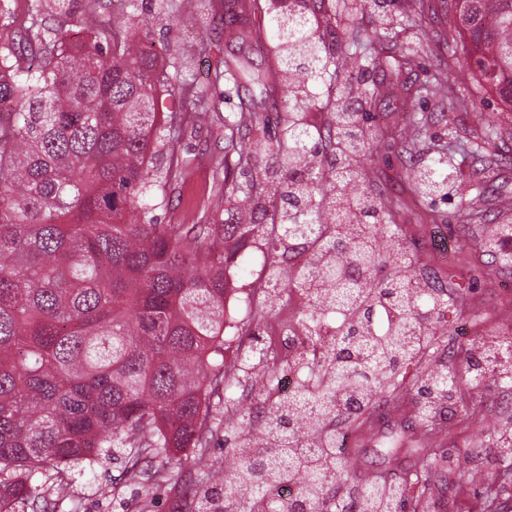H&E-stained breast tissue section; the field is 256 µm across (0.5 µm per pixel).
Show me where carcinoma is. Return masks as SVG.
I'll return each mask as SVG.
<instances>
[{"label":"carcinoma","instance_id":"carcinoma-1","mask_svg":"<svg viewBox=\"0 0 512 512\" xmlns=\"http://www.w3.org/2000/svg\"><path fill=\"white\" fill-rule=\"evenodd\" d=\"M271 18L281 86L245 64L224 63L215 75L235 85L280 95V134L259 145L242 134L224 139V195L264 205L268 223L158 224L135 220L142 200L166 204L179 163L164 156L188 119L203 121L210 103L181 70L171 74L152 48L131 38L133 0H112V20L89 7L71 42L66 30L41 28L38 19L0 35V106L20 108L22 122L0 120V512L16 500L42 498L40 476L55 478L58 498L69 495L65 469L121 453L127 480L166 481L171 454L193 449L206 483L191 490L186 512H357L364 498L385 496L386 481H361L346 471L339 505L325 476L336 470V430L289 419L276 400L258 416L241 415L231 452L239 464L230 478L210 455L223 430L218 418L236 380L224 370V272L230 246L256 233L273 254L316 232L312 261L301 269L272 267L286 288L322 291L327 306L301 319L320 342L330 341L328 376L311 373L294 401L336 419V390L352 381L370 397L400 384V366L421 361L436 342L439 317L422 310L429 299L411 272L409 247L397 237L382 248L376 226L394 223L391 202L369 191L358 169L371 142L351 108L355 89L369 105L379 86L361 87L371 69L413 68L415 55L397 52L398 29L420 27L406 10L385 20L372 37L351 29L341 66L318 34L336 18L335 0H301ZM457 37L468 43L459 68L438 81L471 78L512 112V0H450ZM344 79L338 80V72ZM338 82L335 100L318 105L308 81ZM179 82L191 112H162L161 94ZM326 112L311 129V110ZM401 152L427 138L424 122L400 132ZM271 161L265 178L252 171L260 153ZM236 157L234 167L226 157ZM456 169L440 155L412 178L427 200L448 195ZM399 311L395 330L375 336V306ZM343 314L335 333L319 335L328 314ZM454 362L422 377L419 392L458 402ZM302 478L300 502L286 503L288 472ZM419 475L403 477L387 497L390 512H406Z\"/></svg>","mask_w":512,"mask_h":512}]
</instances>
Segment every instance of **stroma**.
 Returning <instances> with one entry per match:
<instances>
[{
  "instance_id": "obj_1",
  "label": "stroma",
  "mask_w": 512,
  "mask_h": 512,
  "mask_svg": "<svg viewBox=\"0 0 512 512\" xmlns=\"http://www.w3.org/2000/svg\"><path fill=\"white\" fill-rule=\"evenodd\" d=\"M239 2L212 0L206 9L201 0H174L166 11L145 12L138 18L136 38L171 62L186 64L188 81L204 90L215 106L210 124L186 125L180 139L170 145L185 165L181 180L171 189L170 206L153 212L161 223L235 222L240 204L220 192L212 157L223 152L224 137L235 128L242 100H252V110L261 120L275 115V105L260 91H239L214 79L230 58L268 72L275 68L270 22L258 26L233 21ZM346 3L347 10L336 17V28L355 26L370 32L379 26L382 14L398 15L404 0H389L381 13L368 0ZM417 6L423 11V27L402 32L398 45L415 54L418 67L399 75L377 69L366 73L364 82L386 91L370 109L374 135L389 140L416 112L427 120L428 140L407 160H400L393 148L378 160L363 159L361 168L374 193L398 202L397 229L410 248L415 270L430 272L433 284L447 289L445 330L426 365L404 364L401 386L377 396L366 422L347 426L357 445L345 458L369 477L415 472L417 455L386 456L376 440L377 435L397 433L413 440L418 455L444 451L443 459L421 478L425 491L417 512H483L484 494L492 488L501 492L498 512H512V474H506L492 446L504 419L512 415V394L491 382L473 381L465 396L476 418L452 411L431 429L416 418L415 380L424 366H438L448 355L461 358L490 337L512 336V267L503 266L502 254L484 245L495 225L512 222V114L498 112L490 96L479 110L449 111V100L473 89L469 82L438 84L433 79L448 67L453 18L441 0H418ZM491 127L496 133L490 137L486 131ZM442 146L454 153L460 187L448 197L425 202L413 195L409 172L427 165ZM464 198L483 213V223L461 217ZM464 454L469 464L460 475L455 459ZM203 483L201 471L187 462L170 466L166 481L156 487L128 482L120 463L106 461L73 472L70 493L57 501L55 512H139L147 499L152 512H185V486Z\"/></svg>"
}]
</instances>
